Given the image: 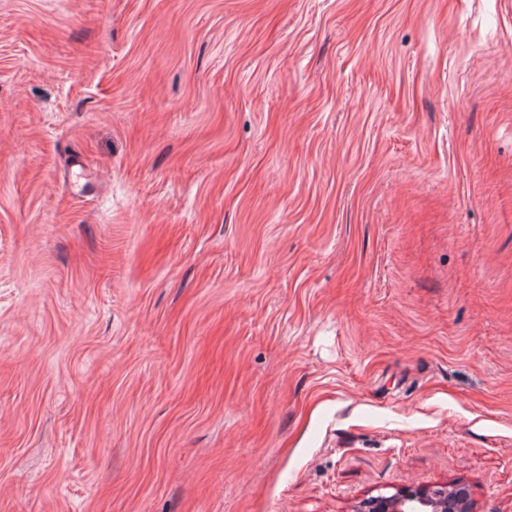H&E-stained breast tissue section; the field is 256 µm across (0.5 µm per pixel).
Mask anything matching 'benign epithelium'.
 <instances>
[{
    "mask_svg": "<svg viewBox=\"0 0 512 512\" xmlns=\"http://www.w3.org/2000/svg\"><path fill=\"white\" fill-rule=\"evenodd\" d=\"M358 512H472L468 489L454 486V494L448 488L441 491L420 489L402 491L393 497L379 496L367 499Z\"/></svg>",
    "mask_w": 512,
    "mask_h": 512,
    "instance_id": "benign-epithelium-1",
    "label": "benign epithelium"
}]
</instances>
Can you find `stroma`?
<instances>
[{"label": "stroma", "instance_id": "obj_1", "mask_svg": "<svg viewBox=\"0 0 512 512\" xmlns=\"http://www.w3.org/2000/svg\"><path fill=\"white\" fill-rule=\"evenodd\" d=\"M512 512V0H0V512ZM452 488L455 493L450 498L448 487L438 492L420 489L379 496L363 501L356 512H472L468 489L461 485Z\"/></svg>", "mask_w": 512, "mask_h": 512}]
</instances>
